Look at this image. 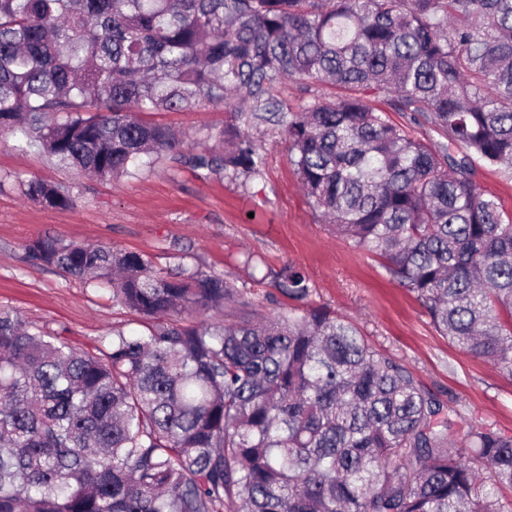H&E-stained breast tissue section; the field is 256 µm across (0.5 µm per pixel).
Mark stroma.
I'll list each match as a JSON object with an SVG mask.
<instances>
[{
	"instance_id": "1",
	"label": "stroma",
	"mask_w": 512,
	"mask_h": 512,
	"mask_svg": "<svg viewBox=\"0 0 512 512\" xmlns=\"http://www.w3.org/2000/svg\"><path fill=\"white\" fill-rule=\"evenodd\" d=\"M343 95L340 88L301 79L284 80L277 90L286 112ZM149 119L181 132L189 146L207 129L237 124L265 153V173L256 179L205 178L162 156L120 179L100 180L56 167L37 147L0 136V307L89 350L113 330H139L136 315L115 305L109 290L25 262V245L47 235L141 253L173 274L199 267L238 288L241 304L225 308L226 321L245 310L328 308L376 350L408 367L462 418L512 436V378L450 344L415 295L389 280L379 258L329 230L302 190L278 126L208 104L154 112ZM34 177L67 187L72 206L30 202L25 183ZM248 253L254 258L250 267L244 264ZM291 265L309 278L305 300L288 298L267 278Z\"/></svg>"
}]
</instances>
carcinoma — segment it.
Returning a JSON list of instances; mask_svg holds the SVG:
<instances>
[{
    "mask_svg": "<svg viewBox=\"0 0 512 512\" xmlns=\"http://www.w3.org/2000/svg\"><path fill=\"white\" fill-rule=\"evenodd\" d=\"M351 91L285 112L276 84ZM391 97L447 143L410 135ZM278 115L337 237L383 260L435 328L512 377V0H0V134L114 180L153 156L256 178L235 124L196 146L149 112ZM50 208L68 191L39 178ZM24 259L112 289L140 318L93 351L0 309V512H512V437L464 421L332 311L224 323L200 268L45 236ZM278 290L297 300L290 267ZM364 99L370 106L387 111L390 119L396 124L406 126L414 138L420 139L432 145H440V143H446V139L442 136V134L429 124L410 123L408 114L405 112H395L390 105V97L382 94L376 95L370 93L365 95ZM478 182L486 194L498 197L506 214H512V182L506 181L497 173L485 170L480 172Z\"/></svg>",
    "mask_w": 512,
    "mask_h": 512,
    "instance_id": "1",
    "label": "carcinoma"
}]
</instances>
